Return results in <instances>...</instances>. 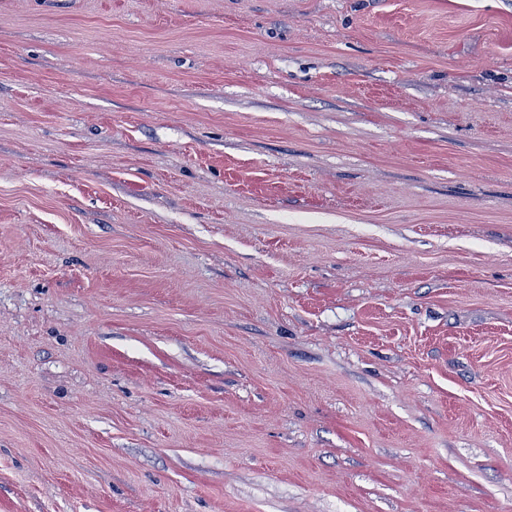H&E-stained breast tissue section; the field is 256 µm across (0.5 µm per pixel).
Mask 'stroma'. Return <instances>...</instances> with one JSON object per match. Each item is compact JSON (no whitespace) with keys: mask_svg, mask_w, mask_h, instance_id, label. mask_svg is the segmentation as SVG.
I'll use <instances>...</instances> for the list:
<instances>
[{"mask_svg":"<svg viewBox=\"0 0 512 512\" xmlns=\"http://www.w3.org/2000/svg\"><path fill=\"white\" fill-rule=\"evenodd\" d=\"M0 512H512V0H0Z\"/></svg>","mask_w":512,"mask_h":512,"instance_id":"stroma-1","label":"stroma"}]
</instances>
